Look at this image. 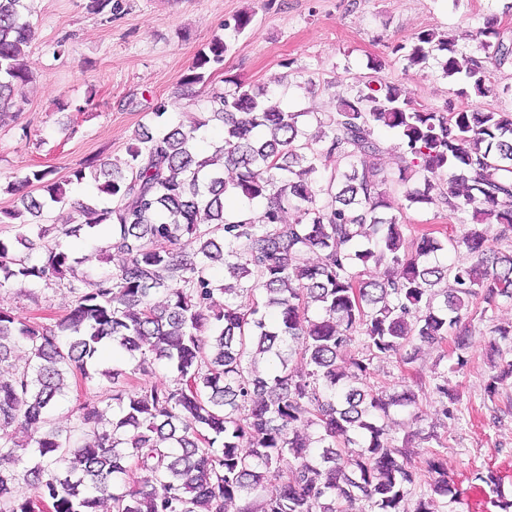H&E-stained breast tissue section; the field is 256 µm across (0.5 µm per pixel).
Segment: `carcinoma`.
I'll return each mask as SVG.
<instances>
[{
  "label": "carcinoma",
  "mask_w": 512,
  "mask_h": 512,
  "mask_svg": "<svg viewBox=\"0 0 512 512\" xmlns=\"http://www.w3.org/2000/svg\"><path fill=\"white\" fill-rule=\"evenodd\" d=\"M21 2L0 0L1 117L29 82L23 59L33 30ZM121 9L122 0L88 3L107 19ZM464 38L475 46L462 56L458 35L433 30L398 50L408 69L434 58L443 74L462 75L455 96H483L485 62L512 65V38L494 16ZM224 51L222 40L212 41L182 87L208 85L206 72L224 65ZM233 85L208 90L209 112L193 126L135 134L123 165L110 171L92 161L63 176L29 170L22 183L43 200L25 195L21 207L0 209V224L35 226L46 204L68 202L65 186L91 177L107 205L74 207L82 221L60 234L103 231L105 251L122 258L87 279L58 244L16 257L0 239V288L59 281L74 295L52 326L0 307V512H99L105 498L114 512H225L235 499L244 503L239 512H439L452 493L438 454L411 448L444 447L421 426L422 379L389 394L370 383L371 370L376 359L405 367L422 346L450 342L462 364L468 321L512 300V249L499 248L512 242V112L451 102L418 108L395 84L368 82L316 118V141L300 121L306 113ZM212 121L224 125V140L204 157L197 132ZM377 126L398 135L395 172L380 163ZM332 157L340 166L315 180ZM226 169L235 173L230 183ZM440 181L447 191L432 194ZM228 192L266 206L243 219L225 210ZM414 205L470 210L480 222L409 239L388 211ZM450 251L458 259L441 262ZM312 254L319 260L310 262ZM217 264L232 283L213 280ZM158 293L161 305L153 303ZM492 333L491 394L512 377V324ZM20 343L27 354L17 365ZM108 346L128 357L134 374L166 362L174 384L126 389L121 370H102L119 411L109 419L108 408L85 403L76 423L58 430L51 414L68 377L93 379L89 368ZM295 361L306 371H295ZM433 393L443 416H453L448 381ZM394 406L415 426L401 441L390 432ZM18 428L30 431L27 442L16 440ZM134 469L149 474L144 486L126 483Z\"/></svg>",
  "instance_id": "carcinoma-1"
}]
</instances>
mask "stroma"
Returning <instances> with one entry per match:
<instances>
[{"label":"stroma","mask_w":512,"mask_h":512,"mask_svg":"<svg viewBox=\"0 0 512 512\" xmlns=\"http://www.w3.org/2000/svg\"><path fill=\"white\" fill-rule=\"evenodd\" d=\"M22 15L35 30L25 57L34 81L16 97L17 121L0 123V209L16 200L8 182L31 169L50 167L67 174L86 160L122 163L136 130L159 131L190 124L207 106L205 92H183L180 81L198 52L212 39L227 46L224 66L210 77L224 87L238 79L265 89L291 112L335 111L340 100L355 97L376 77L399 86L403 96L423 108L443 107L457 87L440 64L406 68L396 54L427 30L459 34L458 49L470 52L466 32L497 15L512 34V0H123L121 14L105 19L89 14L87 0H22ZM250 24L236 31L235 20ZM491 91L467 100L478 110L512 111V67L490 72ZM167 102L153 118L157 99ZM65 204L51 205L43 221L45 243L61 241L90 277L112 271L103 254L104 237L59 239L58 226L74 220ZM73 297L57 283L10 285L0 290V306L22 319L53 324ZM512 323V302L500 303L493 319H473L472 346L463 367L424 347L411 369L393 360L373 364L372 383L399 387L407 373L424 380L444 376L460 400L445 418L433 392L422 400L426 423L435 425L445 444L440 451L448 480L458 491L445 512H499L497 496L512 500V379L496 393L486 391L491 361L485 343L493 324ZM497 470L499 492L473 478L475 470Z\"/></svg>","instance_id":"35a3bbf8"}]
</instances>
